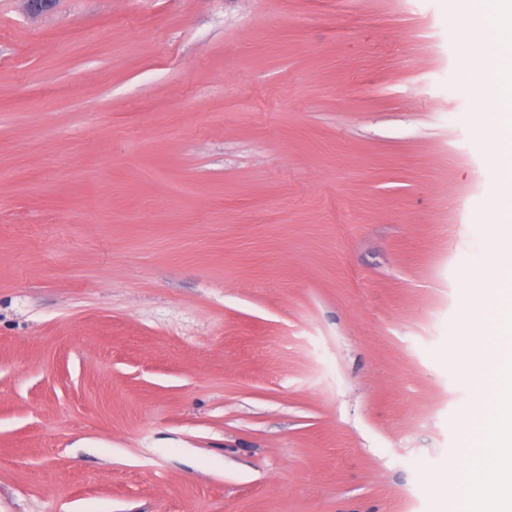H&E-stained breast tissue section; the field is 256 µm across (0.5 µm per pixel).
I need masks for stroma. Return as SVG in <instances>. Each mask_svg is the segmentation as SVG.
Returning a JSON list of instances; mask_svg holds the SVG:
<instances>
[{"label": "stroma", "mask_w": 512, "mask_h": 512, "mask_svg": "<svg viewBox=\"0 0 512 512\" xmlns=\"http://www.w3.org/2000/svg\"><path fill=\"white\" fill-rule=\"evenodd\" d=\"M493 12L0 0V512H460ZM462 40L470 47L467 62L471 70L485 69L492 65V61L482 52L480 46L485 42V32L470 27L461 30Z\"/></svg>", "instance_id": "obj_1"}]
</instances>
